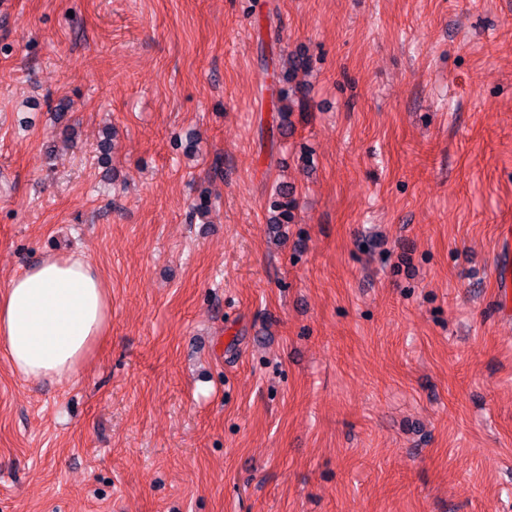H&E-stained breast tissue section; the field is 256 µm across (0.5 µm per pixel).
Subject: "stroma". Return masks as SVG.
Returning a JSON list of instances; mask_svg holds the SVG:
<instances>
[{"mask_svg": "<svg viewBox=\"0 0 512 512\" xmlns=\"http://www.w3.org/2000/svg\"><path fill=\"white\" fill-rule=\"evenodd\" d=\"M507 225L512 0H0V289L112 292L0 512H512Z\"/></svg>", "mask_w": 512, "mask_h": 512, "instance_id": "35a3bbf8", "label": "stroma"}]
</instances>
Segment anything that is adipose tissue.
<instances>
[{"label": "adipose tissue", "instance_id": "1", "mask_svg": "<svg viewBox=\"0 0 512 512\" xmlns=\"http://www.w3.org/2000/svg\"><path fill=\"white\" fill-rule=\"evenodd\" d=\"M110 304L87 258L46 256L0 290V353L22 377L72 379L105 340Z\"/></svg>", "mask_w": 512, "mask_h": 512}]
</instances>
